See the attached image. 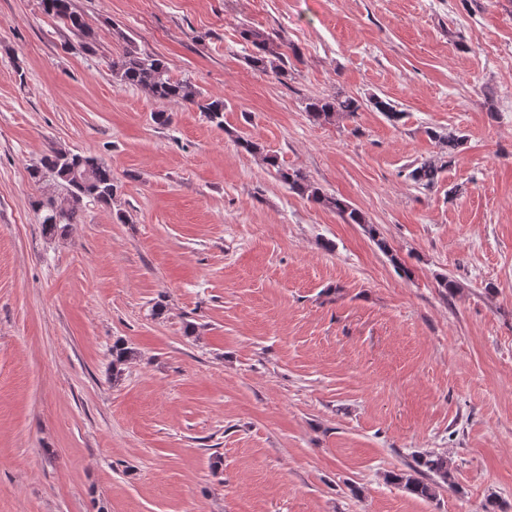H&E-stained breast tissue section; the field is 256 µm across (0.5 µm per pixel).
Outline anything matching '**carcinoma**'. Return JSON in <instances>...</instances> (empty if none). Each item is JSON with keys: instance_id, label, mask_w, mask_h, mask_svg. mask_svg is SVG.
Returning a JSON list of instances; mask_svg holds the SVG:
<instances>
[{"instance_id": "1", "label": "carcinoma", "mask_w": 512, "mask_h": 512, "mask_svg": "<svg viewBox=\"0 0 512 512\" xmlns=\"http://www.w3.org/2000/svg\"><path fill=\"white\" fill-rule=\"evenodd\" d=\"M41 4L46 14L60 20L75 34L87 41L92 39L82 15L74 10L71 0H41ZM240 35L252 46L248 62L254 69L262 72L270 70L284 77L288 75L286 60L289 45L277 36L250 27L242 28ZM111 69L112 76L121 83L140 88L159 100L191 104L203 112L210 122L224 126V101L204 97L187 79L173 78L163 58L127 47L112 59ZM368 106L389 120L397 121L403 115V111L390 100L378 95L365 101L342 94L310 97L305 102V112L315 123L333 124L339 118L352 116ZM426 133L445 143L450 159L460 153L466 144L465 136L453 129L439 133L430 128ZM264 161L275 170L278 180L289 190L336 212L343 223L361 226L374 244L390 257V261L401 266L398 256L381 236L377 226L360 209L340 197L325 193L303 169L286 167L280 164L277 156L268 153ZM446 165L447 162L440 159H425L408 172V178L419 186L430 188L437 183ZM28 174L40 191L31 201V207L44 231L49 234L55 233L61 224L77 223L88 202L111 204L117 192L110 165L96 157L65 150H52L42 156L38 163L28 168ZM133 356V349L125 346L124 342L118 340L112 345V380L123 375L124 366ZM411 470L410 474H394L389 479L402 484L407 491L422 499L435 498L438 488L452 483L448 460L439 454L419 455Z\"/></svg>"}]
</instances>
